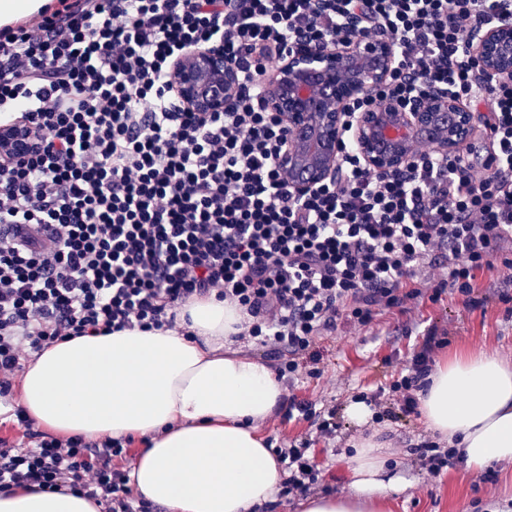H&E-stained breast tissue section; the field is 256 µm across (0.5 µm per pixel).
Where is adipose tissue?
Wrapping results in <instances>:
<instances>
[{"mask_svg": "<svg viewBox=\"0 0 512 512\" xmlns=\"http://www.w3.org/2000/svg\"><path fill=\"white\" fill-rule=\"evenodd\" d=\"M174 328L123 330L53 344L25 367L16 403L36 426L88 439L144 438L130 472L136 497L165 512H259L281 465L262 432L285 387L260 360L232 350L247 318L216 294L189 301ZM420 412L468 468L512 462V363L467 350L437 365ZM379 443H359L347 493L310 496L302 512H389L401 479ZM0 512H100L73 491L0 492Z\"/></svg>", "mask_w": 512, "mask_h": 512, "instance_id": "adipose-tissue-1", "label": "adipose tissue"}]
</instances>
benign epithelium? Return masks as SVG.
I'll list each match as a JSON object with an SVG mask.
<instances>
[{"mask_svg": "<svg viewBox=\"0 0 512 512\" xmlns=\"http://www.w3.org/2000/svg\"><path fill=\"white\" fill-rule=\"evenodd\" d=\"M469 42L482 73L512 75V24L476 27ZM395 59L387 36L355 28L340 44H298L264 78L261 105L286 130L278 164L295 195L336 179L338 147L347 132L363 163L384 175L407 169L423 146L448 155L475 136L474 113L446 89L415 91L403 100L376 98ZM168 84L185 109L199 113L234 109L242 91L237 68L225 63L218 48L181 52L171 63ZM34 145L30 128L0 126V163L20 160Z\"/></svg>", "mask_w": 512, "mask_h": 512, "instance_id": "obj_1", "label": "benign epithelium"}]
</instances>
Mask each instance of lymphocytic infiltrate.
<instances>
[{"label": "lymphocytic infiltrate", "instance_id": "obj_1", "mask_svg": "<svg viewBox=\"0 0 512 512\" xmlns=\"http://www.w3.org/2000/svg\"><path fill=\"white\" fill-rule=\"evenodd\" d=\"M512 19V0H60L0 29V112L40 143L0 166V395L32 354L73 337L174 327L178 309L217 292L249 316L235 341L272 346L278 377L320 373L317 343L339 324L445 293L481 302L479 273L512 269V77L482 76L467 50L479 25ZM397 46L381 88L403 98L436 86L478 107L490 148L422 149L398 175L341 146L336 180L302 195L283 182L285 130L260 106L262 77L296 42H341L350 25ZM215 46L243 87L229 112L183 109L167 85L185 49ZM448 277L421 288L426 265ZM429 331L391 391L428 384ZM0 435V491H79L102 512H156L135 501L133 438L59 437L15 409ZM309 441L277 448L285 495L317 480Z\"/></svg>", "mask_w": 512, "mask_h": 512}]
</instances>
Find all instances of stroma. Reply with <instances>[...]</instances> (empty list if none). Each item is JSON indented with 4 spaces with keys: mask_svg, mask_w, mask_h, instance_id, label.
<instances>
[{
    "mask_svg": "<svg viewBox=\"0 0 512 512\" xmlns=\"http://www.w3.org/2000/svg\"><path fill=\"white\" fill-rule=\"evenodd\" d=\"M507 289L512 290V271L497 267L478 277L476 296L489 298L484 309L470 308L463 297L446 294L436 303L418 298L408 301L405 311L381 312L366 328L339 324L335 333L318 343L319 376L285 384L287 398L336 407L340 428L335 439L322 437L310 422L286 419L280 411L262 427L269 446L308 438V454L319 466L313 492L335 495L347 492L352 480L348 448L373 436L385 444L390 473L407 480L402 491L392 494L390 512H501L504 504L512 502L511 463L494 464L495 476L490 480L462 464L431 474L411 449L432 433L420 413L400 414L404 393L382 396L383 406L393 415L378 423L353 422L347 408L357 393H374L405 374L423 334L431 328L448 339L447 346L435 351V360L475 348L495 349L512 358V311L497 298Z\"/></svg>",
    "mask_w": 512,
    "mask_h": 512,
    "instance_id": "35a3bbf8",
    "label": "stroma"
}]
</instances>
